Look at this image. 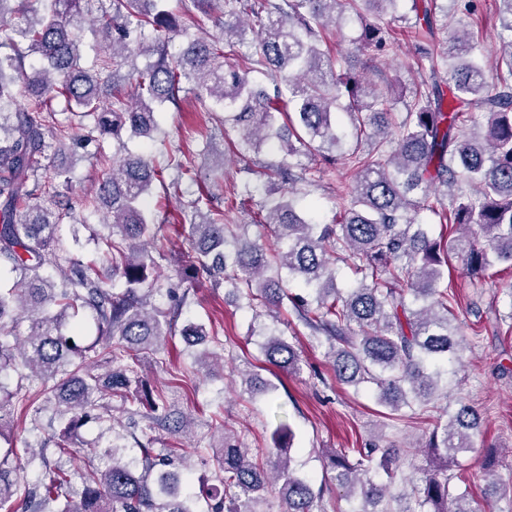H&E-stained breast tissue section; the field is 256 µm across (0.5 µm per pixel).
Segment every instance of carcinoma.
<instances>
[{
    "mask_svg": "<svg viewBox=\"0 0 512 512\" xmlns=\"http://www.w3.org/2000/svg\"><path fill=\"white\" fill-rule=\"evenodd\" d=\"M31 15L25 0H0V267L13 274L0 288V411L15 403L26 409L41 400L53 405L65 422L56 441L80 469L70 436L88 417L112 420L113 397L123 409L157 425H167L163 396H133L139 381V352L158 353L168 336L180 333L202 344H218V331L188 322L176 329L178 314L167 315L151 302L154 274L168 258L165 243L154 244L157 228L145 199L162 170L144 154L125 153L112 161L86 206L103 213L109 235L101 239L115 291L93 263L69 274V258L60 254L58 224L68 209L53 212L37 202L38 194L60 196L59 180L68 171L50 163L66 148L134 136L151 137L157 113L179 93L193 95L210 122L216 112L222 127L241 131L242 154L260 150L270 138L281 142V160L270 177L284 187L300 179L295 158L317 152L327 163L344 161L354 169L348 199L331 224H318L299 208L293 190L265 201L264 223L275 237L269 246L249 237L246 224L224 223L211 212V199L199 194L187 201L189 223L175 229L188 236L191 253L178 270L194 285L204 279L224 285L254 309L281 310L289 302L299 320L326 349L336 378L346 384L374 386L378 404L395 414L407 407L428 411L448 397L442 376L460 364L466 349L454 312L457 303L444 266L451 256L468 272L483 277L499 263H512V0H497L501 32L495 52L498 74L490 83L483 59L473 54L474 34L448 22L437 23L436 5L410 0L417 13L414 30L420 59L430 62L429 81L400 101L350 69L324 67L323 37L329 24L345 14L370 13L356 53L370 61L395 44L392 24L399 0H40ZM210 12L220 37L189 38L193 11ZM96 12L92 34L104 55L96 69L83 66L81 41L71 21ZM259 30L249 55L238 44L246 34L244 17ZM446 34L448 68L433 62L427 44ZM134 53L157 56L145 68L123 71ZM38 56L27 73L25 62ZM265 71L273 92L255 84L250 73ZM112 80V108L99 98L101 75ZM67 110L91 116V126L63 123L53 100ZM405 106L392 120L397 103ZM483 115L482 133L466 132L467 123ZM166 167L177 177L167 193L182 194V180L193 172L174 154ZM466 184L472 194H458L445 206L448 192ZM427 210L458 235L446 242L429 237L417 214ZM357 276L354 286H336V262ZM52 267L59 278L45 274ZM294 281L303 290L290 291ZM96 317L98 338L81 342L75 326L79 308ZM25 332H20L21 326ZM265 362L288 374L300 370L296 346L271 331L261 344ZM105 372L97 373L95 368ZM15 373L37 381L35 393L10 388ZM478 411L462 404L437 423L425 447L436 468L418 482L403 480L406 505L391 507L388 487L397 481L403 449L384 444L379 435L361 442L349 455L328 456L333 480L359 497L352 512H485L468 490L451 487L448 467L472 449L479 432ZM141 458L126 457L112 444L102 451L105 467L77 489L71 472L44 454L32 453L26 464L38 465L41 481L31 487L14 476L17 450L0 454V512H199L198 495L181 488L170 457L146 446ZM270 468L235 436L223 438L217 485L205 493L206 512H262L265 493L276 491L282 512H321L322 491L292 465L291 448L279 442L266 449ZM482 478L500 499L512 504V482L484 472Z\"/></svg>",
    "mask_w": 512,
    "mask_h": 512,
    "instance_id": "obj_1",
    "label": "carcinoma"
}]
</instances>
